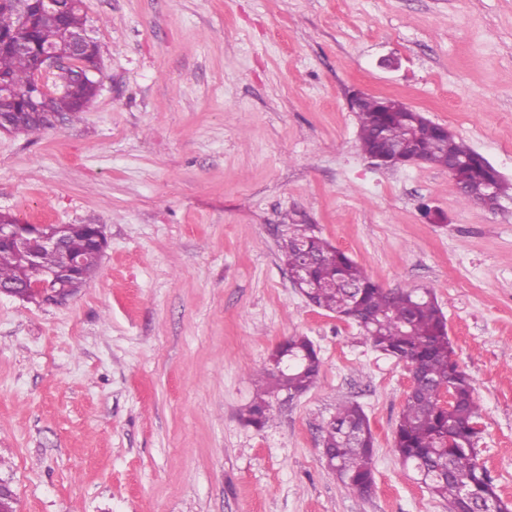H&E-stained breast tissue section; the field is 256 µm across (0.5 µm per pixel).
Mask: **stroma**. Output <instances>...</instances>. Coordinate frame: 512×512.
I'll return each instance as SVG.
<instances>
[{
    "label": "stroma",
    "mask_w": 512,
    "mask_h": 512,
    "mask_svg": "<svg viewBox=\"0 0 512 512\" xmlns=\"http://www.w3.org/2000/svg\"><path fill=\"white\" fill-rule=\"evenodd\" d=\"M99 90L80 120L0 133V212L103 225L63 306L0 295V482L16 512H448L394 451L405 364L290 282L312 224L385 288H428L475 385L478 459L512 501V195L383 170L351 90L445 125L512 184V0H83ZM398 67L384 66L388 57ZM442 213L427 219L424 208ZM319 381L239 419L290 336ZM375 438L370 495L319 444L339 401Z\"/></svg>",
    "instance_id": "obj_1"
}]
</instances>
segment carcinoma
<instances>
[{
	"label": "carcinoma",
	"mask_w": 512,
	"mask_h": 512,
	"mask_svg": "<svg viewBox=\"0 0 512 512\" xmlns=\"http://www.w3.org/2000/svg\"><path fill=\"white\" fill-rule=\"evenodd\" d=\"M81 4L58 0L53 12L26 15L14 0H0V126L11 124L9 132L35 134L57 120L69 122L95 97L98 87L82 80L78 70L62 68L37 99V111H26L34 89L36 51H68L66 33L87 28ZM391 103L395 111L383 112L382 98L370 97L355 111L365 154L385 146L404 158L421 154L429 165L448 170L452 190L464 203V183L495 178L494 168L463 140L451 132L440 135L422 113L405 111L394 98ZM90 228L62 225L65 248L40 252L38 267L61 272L73 256L83 254V280L91 278L99 259L89 254ZM277 247L288 270L304 265V278L317 285L311 296L314 306L356 323L374 348L418 366L420 382L407 394L394 433V449L403 465L423 474L422 484L450 506L468 509L461 498L464 489L476 501L500 498L473 450L471 424L479 417L473 380L455 359L447 321L433 292L381 287L346 253L317 235L312 224L280 225ZM36 268L13 248L0 246V286L25 284L35 277ZM321 369L319 353L307 337H288L271 354L269 366L259 371L255 395L241 420L257 429L266 427L274 419L272 398L309 390ZM445 385L454 396L449 408L442 403ZM321 445L328 449L330 469L344 488L361 493L374 486V437L360 404L339 405L322 432Z\"/></svg>",
	"instance_id": "1"
}]
</instances>
